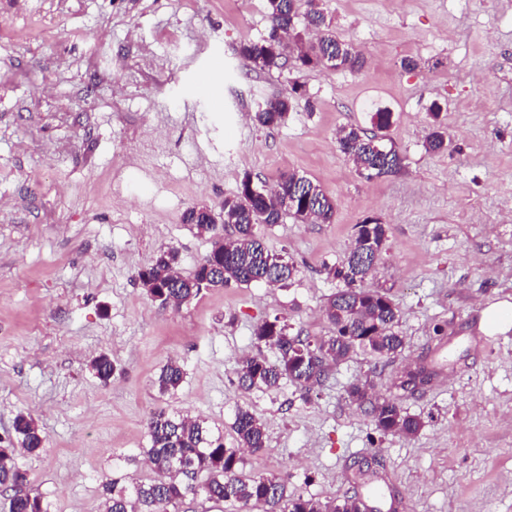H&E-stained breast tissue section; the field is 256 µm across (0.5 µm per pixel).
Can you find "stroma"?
Masks as SVG:
<instances>
[{"mask_svg": "<svg viewBox=\"0 0 512 512\" xmlns=\"http://www.w3.org/2000/svg\"><path fill=\"white\" fill-rule=\"evenodd\" d=\"M319 4L361 70L253 68L240 49L266 36V0H0V436L34 418L46 443L21 458L26 489L54 512H104L101 477L149 478L152 414L202 421L229 446L241 407L267 431L244 473L324 503L372 492L380 512H512V329L482 323L512 304V0ZM288 93L286 121L259 126V103ZM435 101L452 138L439 154L425 148ZM379 107L402 165L368 180L336 133L371 127ZM290 171L336 203L330 224L261 227L292 280L177 310L151 300L136 273L161 249L187 273L212 246L187 208L220 212L244 173L270 186ZM367 217L388 226L369 284L399 310L402 351L354 354L306 396L241 390L265 319L329 335L341 284L323 268ZM103 352L117 367L106 383L90 367ZM425 356L437 376L400 389ZM171 360L184 378L163 394ZM357 382L420 416L418 434L376 432L348 395ZM184 371L176 361H170L162 367L156 379V384L161 393H171L178 389L183 381Z\"/></svg>", "mask_w": 512, "mask_h": 512, "instance_id": "35a3bbf8", "label": "stroma"}]
</instances>
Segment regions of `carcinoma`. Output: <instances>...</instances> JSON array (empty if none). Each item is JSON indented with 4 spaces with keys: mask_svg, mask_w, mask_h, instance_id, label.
<instances>
[{
    "mask_svg": "<svg viewBox=\"0 0 512 512\" xmlns=\"http://www.w3.org/2000/svg\"><path fill=\"white\" fill-rule=\"evenodd\" d=\"M296 0H266L269 32L266 38L248 42L241 54L260 70L281 68L286 59L274 55L272 48L281 47V36L295 27ZM306 25L315 32V44L300 51L302 67H324L336 70H359L363 60L353 44L339 39L327 21L318 0H308ZM293 109L289 96L265 100L255 112V120L263 127L279 125ZM430 131L426 149L440 153L448 150V129L443 107L434 102L429 108ZM372 124L380 132L393 125V112L379 107L372 114ZM339 147L370 179L394 172L401 167L399 151L377 135L359 126H344L336 133ZM224 223H212V210L193 206L184 213L183 221L199 232L210 235V251L186 276L179 268L178 252L168 247L159 252L154 263L137 273V278L150 297L162 306L178 308L197 298L209 288L232 284L284 283L297 275V266L281 255L270 253L257 229L261 225L279 224L286 217L330 224L335 215V202L319 185L295 172L283 173L267 187L254 183L247 174L235 194L224 198ZM388 227L377 218H365L354 225V244L338 263L325 265L327 277L338 280L344 288L333 294L324 307V315L332 326L329 336L311 337L289 333L288 324L279 318L261 323L254 331L257 346L278 351L271 362L266 357L252 356L236 370L238 385L246 390L274 389L283 380L308 392L329 375L330 366L351 354L362 352L378 360L398 354L404 337L396 331L399 310L387 290L365 288L381 260ZM96 377L108 381L116 372L112 358L101 353L91 361ZM184 371L176 361L162 367L156 379L161 393H171L183 381ZM349 396L358 406H367L375 430L414 436L422 426L420 417L406 412L394 398L376 396L364 385H353ZM149 447L143 449L153 468L146 481H132L125 486L116 479L101 478L105 512H179L188 499L202 497L213 503L228 505V512H364L361 495L354 494L341 503L322 504L303 493L288 489V478L255 472H242L240 451L256 454L266 448L265 424L251 410L239 408L235 413V443L224 445V435L208 433L202 423L159 412L146 423ZM41 429L30 416L20 414L13 434L0 438V492L7 494L8 512H52L44 497L20 493L29 482L28 470L18 461L25 451L35 453L44 447Z\"/></svg>",
    "mask_w": 512,
    "mask_h": 512,
    "instance_id": "carcinoma-1",
    "label": "carcinoma"
}]
</instances>
